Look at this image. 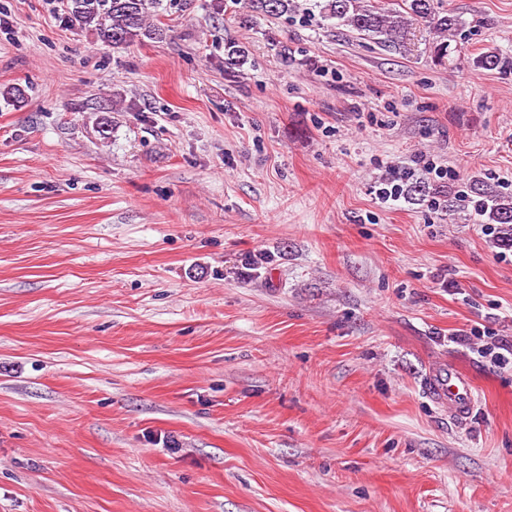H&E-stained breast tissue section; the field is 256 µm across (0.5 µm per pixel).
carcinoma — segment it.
Masks as SVG:
<instances>
[{"instance_id":"obj_1","label":"carcinoma","mask_w":512,"mask_h":512,"mask_svg":"<svg viewBox=\"0 0 512 512\" xmlns=\"http://www.w3.org/2000/svg\"><path fill=\"white\" fill-rule=\"evenodd\" d=\"M437 0H404L405 12L385 10L370 4V0H245L252 13L282 17L318 16L322 23L335 27H350L379 43L398 45L407 33V18L411 17L433 29L440 43L434 52L448 55L446 37H453L462 27L452 12L435 5ZM159 7V0H67L66 20L76 29L93 34L98 41L119 48L162 35V29L151 22V12ZM225 65L233 70L247 60L246 51L238 45L225 49ZM445 190L432 187L424 180L411 183L406 196L423 199L442 197ZM474 204L483 223L497 230V241L502 247H512V195L494 190L484 182L470 184V194L447 199V208H463Z\"/></svg>"}]
</instances>
